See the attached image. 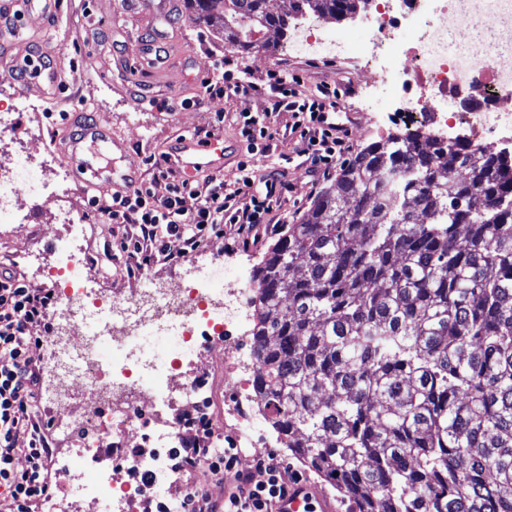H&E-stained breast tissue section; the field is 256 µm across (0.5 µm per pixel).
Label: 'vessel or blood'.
Wrapping results in <instances>:
<instances>
[{
	"mask_svg": "<svg viewBox=\"0 0 512 512\" xmlns=\"http://www.w3.org/2000/svg\"><path fill=\"white\" fill-rule=\"evenodd\" d=\"M23 16L38 15L54 17L60 13L59 0H0V36L9 37L11 43L23 44L20 24L4 27L3 21L14 12ZM16 80L22 95L37 91L48 96L59 84V72L52 69L47 72L26 71L22 57H15L9 72ZM69 125L79 127V136L57 144L56 149L63 161L72 166L77 174L76 186L81 195L98 190L104 175L119 178L126 190L138 187L140 179L133 161L125 160L122 166L112 164L113 157H123L121 142L113 138L110 129L97 124L82 125L80 116H72ZM226 149L222 138L211 137L205 140L193 136L181 137L172 149V155L179 165L188 171L205 169L216 172L224 167ZM338 506L329 494L319 486L304 482L298 485L288 498L281 500L277 512H337Z\"/></svg>",
	"mask_w": 512,
	"mask_h": 512,
	"instance_id": "vessel-or-blood-1",
	"label": "vessel or blood"
}]
</instances>
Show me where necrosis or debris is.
I'll list each match as a JSON object with an SVG mask.
<instances>
[{
  "label": "necrosis or debris",
  "mask_w": 512,
  "mask_h": 512,
  "mask_svg": "<svg viewBox=\"0 0 512 512\" xmlns=\"http://www.w3.org/2000/svg\"><path fill=\"white\" fill-rule=\"evenodd\" d=\"M373 2L361 31L367 57L360 83L397 98L402 112L421 114L426 131L439 139L455 141L456 125L465 123L473 129L472 150L512 144V45H501L498 35L505 0H475L470 9L464 0ZM41 195L23 156L0 162V223L21 200ZM37 273L63 319L53 372L64 414L53 428L64 452L47 464L63 479L85 474V493L98 508L116 497L135 512H176L187 489L179 466L183 423L209 409L208 371L183 375L181 359L172 356L146 383L144 357L161 331L174 330L182 347L202 328L223 340L227 398L213 439L232 438L240 452L256 456L266 451L239 349L251 281L229 279L217 288L205 277L164 288L147 275L131 296L116 299L85 288L83 258L65 239L55 263ZM135 432L142 444L131 456L124 445Z\"/></svg>",
  "instance_id": "4bbe7bcc"
}]
</instances>
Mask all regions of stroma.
Listing matches in <instances>:
<instances>
[{"label":"stroma","mask_w":512,"mask_h":512,"mask_svg":"<svg viewBox=\"0 0 512 512\" xmlns=\"http://www.w3.org/2000/svg\"><path fill=\"white\" fill-rule=\"evenodd\" d=\"M62 10L55 26L40 24L35 33L45 37L54 33L57 50L53 64L62 65L65 91L53 99H38L40 114L62 115L73 106L93 112L96 119L125 141L139 165L141 185L150 187L159 197L166 196L167 183L155 179L151 161L166 153L169 146L185 134L205 138L222 137L231 153L222 175L227 190L238 186V163L245 154L240 133V115L266 111L265 96L248 91L249 82L258 81L272 71L285 70L299 75L300 94L308 95L328 83L346 90L345 100L337 104V121L349 124L347 136L353 150L379 141L389 133L404 130L407 120L395 103L384 99L365 101L357 86L355 53L360 16L328 21L327 26L348 34L343 62L326 56L288 55L285 39H278L275 49L244 54L224 44L221 32L197 27L184 19L185 0H153L150 15L129 13L126 0H61ZM164 32L168 56L163 62L152 58L134 61L128 54L131 39H144ZM232 58L238 68V90L211 98L203 81L213 66ZM297 136H280L274 141L275 155H284L288 164L280 166L279 177L289 186L274 206L278 215H287L290 223L302 222L317 198L330 187V180H314L307 166L294 162ZM88 218V250L84 259L92 275V288L108 295H130L135 279L127 277L119 257V243L129 227L110 223L107 215L89 207L87 200L76 197ZM55 204L41 197L20 205V217L13 235H0V262L6 256L28 248L39 250L46 262H53L52 238L65 235L64 225L51 221ZM270 233L256 245L234 241L232 235L211 237L193 252L191 261L157 262L146 272L166 287L185 284L190 262L214 265L218 272L234 275L253 273L277 241Z\"/></svg>","instance_id":"35a3bbf8"}]
</instances>
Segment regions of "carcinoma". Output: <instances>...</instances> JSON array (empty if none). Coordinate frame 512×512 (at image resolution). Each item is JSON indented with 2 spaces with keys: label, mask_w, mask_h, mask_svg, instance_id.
Instances as JSON below:
<instances>
[{
  "label": "carcinoma",
  "mask_w": 512,
  "mask_h": 512,
  "mask_svg": "<svg viewBox=\"0 0 512 512\" xmlns=\"http://www.w3.org/2000/svg\"><path fill=\"white\" fill-rule=\"evenodd\" d=\"M186 2L249 53L370 0ZM253 282V396L292 457L357 512H512V151L388 134Z\"/></svg>",
  "instance_id": "carcinoma-1"
}]
</instances>
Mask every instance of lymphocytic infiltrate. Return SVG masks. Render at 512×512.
<instances>
[{"label":"lymphocytic infiltrate","instance_id":"lymphocytic-infiltrate-1","mask_svg":"<svg viewBox=\"0 0 512 512\" xmlns=\"http://www.w3.org/2000/svg\"><path fill=\"white\" fill-rule=\"evenodd\" d=\"M299 82L298 76L278 71L268 73L263 83H251V90L267 95L269 109L242 115L248 156L238 164L237 189L225 192L223 179L214 175L200 182L177 179L165 156L155 161L154 170L156 177L169 182L166 196L156 197L143 186L113 196L105 207L112 223L134 227L120 243L130 260L127 276L158 261L183 260L211 235L227 229L247 244L259 237L264 225L281 226L273 204L286 186L275 173L256 175L253 162L273 150L277 132L268 121L270 113H290L289 131L300 138L299 156L306 158L317 178L331 176L338 158L352 150L337 136L335 126L325 122L326 110L336 105V89L325 84L306 96L298 92ZM188 196L198 200L196 210H186ZM55 302L52 290L27 283L10 267L0 268V512H38L42 501L59 487L58 476L46 465L51 446L37 410L41 364L31 353L41 342L34 330L45 325ZM186 426L185 461H203L212 475L233 477L235 486L221 503L211 500L204 489L192 488L183 496L180 512H274L276 503L301 481L272 454L254 469H239L235 448L211 444L208 416L188 419ZM21 456L26 466H17Z\"/></svg>","mask_w":512,"mask_h":512}]
</instances>
